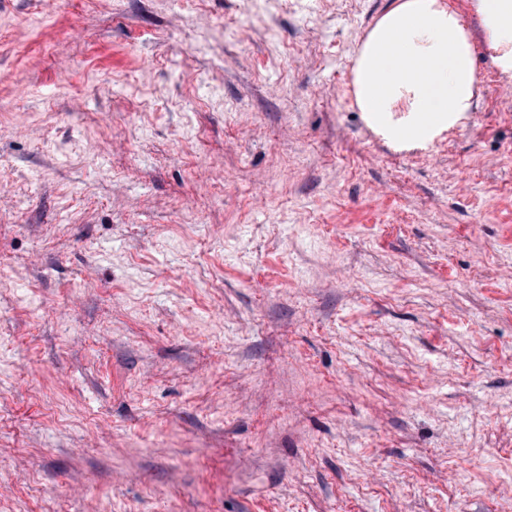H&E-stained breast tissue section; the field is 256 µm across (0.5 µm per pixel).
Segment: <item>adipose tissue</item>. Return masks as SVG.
I'll use <instances>...</instances> for the list:
<instances>
[{
	"label": "adipose tissue",
	"mask_w": 512,
	"mask_h": 512,
	"mask_svg": "<svg viewBox=\"0 0 512 512\" xmlns=\"http://www.w3.org/2000/svg\"><path fill=\"white\" fill-rule=\"evenodd\" d=\"M482 40L512 78V0H473ZM480 78L471 33L447 0H393L353 59L356 105L398 148L426 147L474 111Z\"/></svg>",
	"instance_id": "ef3b65f1"
}]
</instances>
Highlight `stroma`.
<instances>
[{"instance_id": "stroma-1", "label": "stroma", "mask_w": 512, "mask_h": 512, "mask_svg": "<svg viewBox=\"0 0 512 512\" xmlns=\"http://www.w3.org/2000/svg\"><path fill=\"white\" fill-rule=\"evenodd\" d=\"M391 0H0V512H512V82L395 149Z\"/></svg>"}]
</instances>
